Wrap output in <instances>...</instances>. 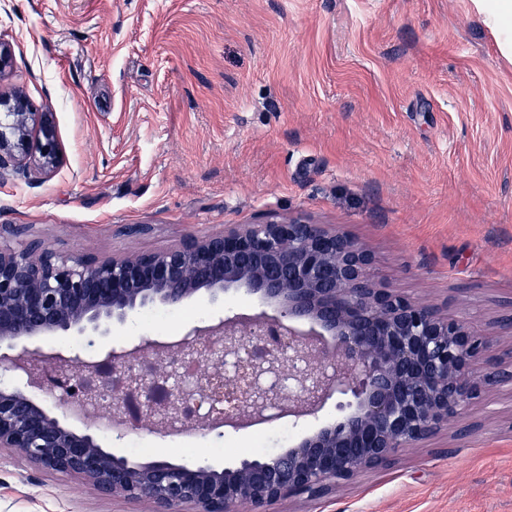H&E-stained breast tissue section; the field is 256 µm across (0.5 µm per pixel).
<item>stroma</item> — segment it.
Masks as SVG:
<instances>
[{
    "mask_svg": "<svg viewBox=\"0 0 512 512\" xmlns=\"http://www.w3.org/2000/svg\"><path fill=\"white\" fill-rule=\"evenodd\" d=\"M15 66L56 114L62 162L0 182V227L56 252H160L295 215L350 234L384 287L496 335L512 313V63L472 0H0ZM242 290L131 315L103 347L258 309ZM337 493L271 512H512V392ZM254 428L140 430L143 461L245 457ZM237 453L223 452L225 440ZM0 512H148L0 450Z\"/></svg>",
    "mask_w": 512,
    "mask_h": 512,
    "instance_id": "35a3bbf8",
    "label": "stroma"
}]
</instances>
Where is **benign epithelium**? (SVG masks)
Listing matches in <instances>:
<instances>
[{"mask_svg":"<svg viewBox=\"0 0 512 512\" xmlns=\"http://www.w3.org/2000/svg\"><path fill=\"white\" fill-rule=\"evenodd\" d=\"M60 164L55 112L22 88L0 93V181ZM245 288L267 309L220 317L171 342L145 339L83 357L62 350L0 353L14 383L0 386V448L38 467L77 475L103 496L143 502L149 512H268L279 501L320 498L398 449L422 443L448 418L474 413L484 384L512 386L494 363V339L471 321L383 287L372 254L345 232L303 217L245 224L191 237L165 251L120 258L62 255L40 239L0 246V345L42 336L112 334V324L149 305H180L205 291L214 302ZM151 355L163 371L176 360L212 370L200 394L211 410L181 418L193 394L177 387L161 405L135 365ZM288 364V380L280 375ZM236 379L224 383V369ZM93 407L116 429L297 420L336 400L340 416L280 452L217 470L208 464L134 463L51 415L31 389ZM146 395L130 412L127 396Z\"/></svg>","mask_w":512,"mask_h":512,"instance_id":"obj_1","label":"benign epithelium"}]
</instances>
